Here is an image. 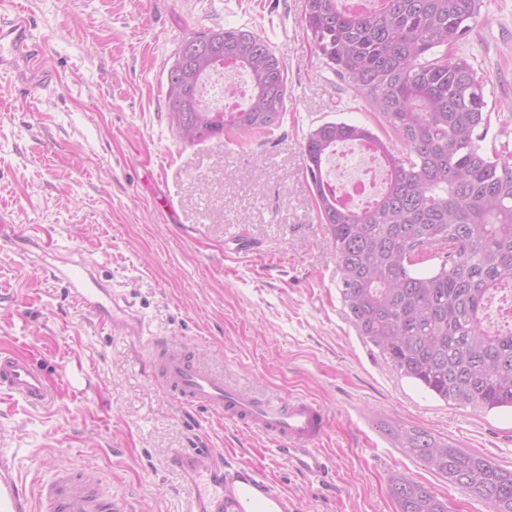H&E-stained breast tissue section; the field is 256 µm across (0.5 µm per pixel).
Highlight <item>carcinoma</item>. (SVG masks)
I'll list each match as a JSON object with an SVG mask.
<instances>
[{
  "mask_svg": "<svg viewBox=\"0 0 512 512\" xmlns=\"http://www.w3.org/2000/svg\"><path fill=\"white\" fill-rule=\"evenodd\" d=\"M483 0H306L303 27L326 66L365 98L399 145L365 126L325 122L305 143V172L320 223L330 235L347 316L359 335L403 376L446 402L479 411L512 409V328L491 332L486 302L512 282V159L482 146L490 113L485 80L448 53L477 26ZM185 65L167 75L169 120L188 143L229 131H268L283 116L287 84L281 56L256 32L228 27L194 33ZM246 71V108L217 119L199 100L219 58ZM366 142L390 168L384 188L349 209L325 183L339 143ZM448 248L431 272L415 258ZM402 450L448 483L512 512V470L431 433L397 426ZM397 512H450L448 501L405 475L391 479Z\"/></svg>",
  "mask_w": 512,
  "mask_h": 512,
  "instance_id": "carcinoma-1",
  "label": "carcinoma"
}]
</instances>
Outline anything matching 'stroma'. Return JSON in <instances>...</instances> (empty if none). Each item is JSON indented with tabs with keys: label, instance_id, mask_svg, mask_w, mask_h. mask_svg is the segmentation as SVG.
I'll return each instance as SVG.
<instances>
[{
	"label": "stroma",
	"instance_id": "obj_1",
	"mask_svg": "<svg viewBox=\"0 0 512 512\" xmlns=\"http://www.w3.org/2000/svg\"><path fill=\"white\" fill-rule=\"evenodd\" d=\"M305 0H7L34 19L50 84L27 97L0 79V350L56 378L81 365L89 397L58 388L34 409L0 396V452L28 481L51 465L96 479L129 512H186L193 490L173 448H212L251 465L284 512H396L388 481L411 477L453 512L487 503L403 454L389 429L426 430L512 468V410L464 408L402 376L346 315L336 257L305 176L310 130L329 121L394 134L318 57ZM255 31L285 61L287 96L270 133L183 143L166 110L167 73L187 36ZM488 77L485 148L512 147V0H483L453 45ZM94 265L154 334L193 348L211 370L256 394L322 403L328 469L297 470L264 436L180 406L148 373V337L114 336L52 269Z\"/></svg>",
	"mask_w": 512,
	"mask_h": 512
}]
</instances>
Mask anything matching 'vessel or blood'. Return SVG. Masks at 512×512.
<instances>
[{
  "label": "vessel or blood",
  "instance_id": "obj_1",
  "mask_svg": "<svg viewBox=\"0 0 512 512\" xmlns=\"http://www.w3.org/2000/svg\"><path fill=\"white\" fill-rule=\"evenodd\" d=\"M33 30L31 17L20 12L0 22V76L20 82L28 93L43 89L46 83ZM65 277L77 302L91 315L105 318L108 326L121 333L142 334L144 322L126 298L112 292L101 297L89 288L94 278L90 266L74 264ZM151 360L155 380L178 404L211 410L258 431L281 446L299 471L314 476L325 473L326 463L317 445L327 430L328 415L317 401L300 396L284 399L248 394L202 364L189 347L175 345L165 336L152 338ZM59 379L76 395H87L93 389L91 380L78 369L61 368ZM0 395L33 407L55 399L45 370L33 359L11 350H0ZM170 461L191 483L206 485L194 497L189 512H246L242 498L225 493V478L241 479L256 487L262 484L259 473L249 467L225 475L223 464L214 461L208 448L172 449ZM0 512L123 510L115 500L101 497L91 479L72 469L57 470L50 481L30 491L14 458L0 453Z\"/></svg>",
  "mask_w": 512,
  "mask_h": 512
}]
</instances>
